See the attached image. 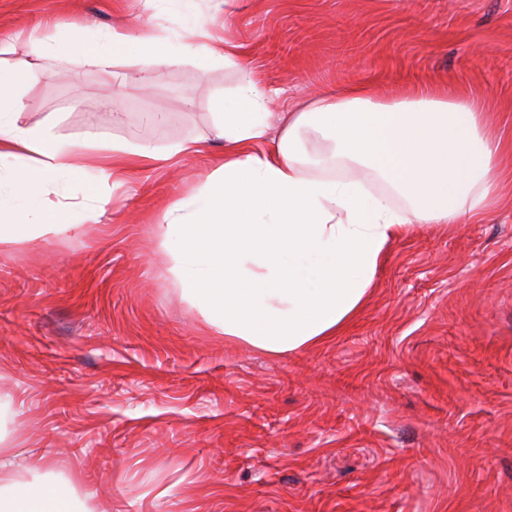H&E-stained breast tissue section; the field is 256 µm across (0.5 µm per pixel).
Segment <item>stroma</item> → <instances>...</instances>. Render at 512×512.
<instances>
[{
    "mask_svg": "<svg viewBox=\"0 0 512 512\" xmlns=\"http://www.w3.org/2000/svg\"><path fill=\"white\" fill-rule=\"evenodd\" d=\"M241 45L272 112L370 81L477 92L512 145V0H201ZM172 29L162 0H0V40L123 24ZM79 60L35 68L20 125L84 145L200 153L139 170L99 222L0 246V438L57 461L112 512H512V155L480 222L416 224L333 339L271 357L210 331L156 226L224 145L213 100L235 70L202 57L112 98ZM149 112L166 116L146 122Z\"/></svg>",
    "mask_w": 512,
    "mask_h": 512,
    "instance_id": "1",
    "label": "stroma"
}]
</instances>
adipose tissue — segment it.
I'll return each mask as SVG.
<instances>
[{
	"label": "adipose tissue",
	"instance_id": "obj_1",
	"mask_svg": "<svg viewBox=\"0 0 512 512\" xmlns=\"http://www.w3.org/2000/svg\"><path fill=\"white\" fill-rule=\"evenodd\" d=\"M164 2L178 24L164 37L125 25L95 39L79 31L38 40L21 58L12 43L0 44V54L15 58L0 79V165L10 173L0 185V245L33 231H65L69 204L50 210L45 197L60 179L86 173L92 160L85 148L17 122L21 84L48 58H78L107 79L117 57L133 59L145 73L184 50L237 70L233 95L215 103L213 135L224 153L194 193L168 206L157 233L210 329L273 357L336 336L361 308L403 227L478 222L496 203L505 146L476 97L425 83L403 99L382 101L369 84H356L303 111L285 112L284 132L272 149L268 98L241 47L209 39L198 0ZM302 131L331 140L333 159L370 171L386 192L372 193L350 177L313 176L315 159L301 147ZM197 150L194 140L166 152L116 141L98 177L109 180L116 170L131 176ZM398 197L405 207L395 206ZM14 456L0 442V512H80L69 481L26 488Z\"/></svg>",
	"mask_w": 512,
	"mask_h": 512
}]
</instances>
